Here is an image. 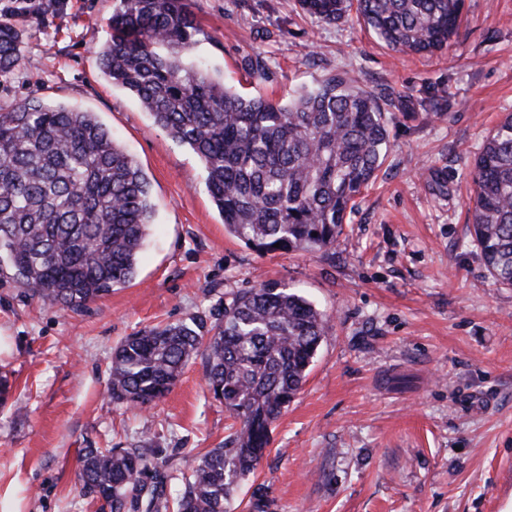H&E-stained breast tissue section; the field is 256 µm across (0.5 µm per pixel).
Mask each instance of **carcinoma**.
<instances>
[{
	"mask_svg": "<svg viewBox=\"0 0 512 512\" xmlns=\"http://www.w3.org/2000/svg\"><path fill=\"white\" fill-rule=\"evenodd\" d=\"M298 2L326 24L354 16L387 47L418 55L447 50L463 10V0ZM108 26L103 73L197 155L230 235L263 254L336 242L388 142L373 93L336 74L286 102L226 86L186 61L203 34L186 0H116ZM21 43L0 20L1 78L22 65ZM471 176L472 240L487 274L512 287V115L486 137ZM154 215L145 174L95 113L41 100L0 106V269L32 295L78 313L130 282ZM328 330L310 301L269 283L232 294L208 317L126 337L109 368L112 401L151 404L201 351L208 390L234 419L232 432L188 463L175 497L168 460L144 478L154 449L87 448L81 493L110 512H168L172 497L177 512H231ZM270 505L268 489L254 487L248 512Z\"/></svg>",
	"mask_w": 512,
	"mask_h": 512,
	"instance_id": "1",
	"label": "carcinoma"
}]
</instances>
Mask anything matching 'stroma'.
I'll return each instance as SVG.
<instances>
[{"instance_id":"35a3bbf8","label":"stroma","mask_w":512,"mask_h":512,"mask_svg":"<svg viewBox=\"0 0 512 512\" xmlns=\"http://www.w3.org/2000/svg\"><path fill=\"white\" fill-rule=\"evenodd\" d=\"M205 31L189 55L239 91L287 99L349 74L380 100L389 142L335 245L262 256L224 229L189 147L157 127L99 62L114 0H0L26 64L0 80V106L38 99L96 113L151 183L152 225L133 281L82 312L32 296L0 272V512H102L80 496L87 448L143 443L184 460L231 420L193 358L163 397L113 403L107 367L126 336L191 322L228 292L275 281L323 311L329 332L271 429L253 485L271 512H512V288L488 277L471 241L469 172L512 112V0H464L439 57L394 52L363 24L327 25L296 0H187ZM264 57V77L247 58ZM445 88L437 111L422 100Z\"/></svg>"}]
</instances>
